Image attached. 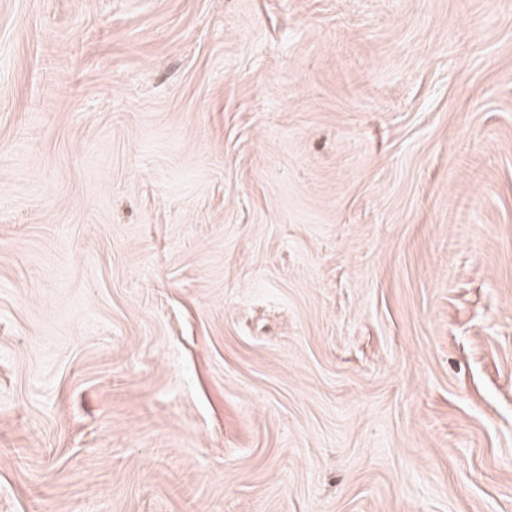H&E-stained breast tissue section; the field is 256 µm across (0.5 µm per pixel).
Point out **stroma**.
<instances>
[{
	"mask_svg": "<svg viewBox=\"0 0 512 512\" xmlns=\"http://www.w3.org/2000/svg\"><path fill=\"white\" fill-rule=\"evenodd\" d=\"M0 512H512V0H0Z\"/></svg>",
	"mask_w": 512,
	"mask_h": 512,
	"instance_id": "obj_1",
	"label": "stroma"
}]
</instances>
